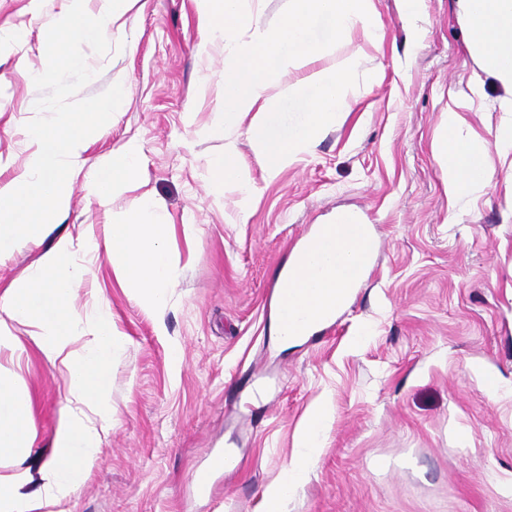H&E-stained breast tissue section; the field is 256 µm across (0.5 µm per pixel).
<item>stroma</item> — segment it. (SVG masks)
Returning a JSON list of instances; mask_svg holds the SVG:
<instances>
[{"label": "stroma", "instance_id": "stroma-1", "mask_svg": "<svg viewBox=\"0 0 512 512\" xmlns=\"http://www.w3.org/2000/svg\"><path fill=\"white\" fill-rule=\"evenodd\" d=\"M381 47L361 32L337 58L362 51L351 111L312 154L275 181L264 177L245 127L213 135L224 105V54L199 52L197 0H138L123 30L103 24L74 51L94 69L85 99L119 83L122 107L93 133L88 161L133 142L139 181L109 204L72 179L66 206L44 239L0 255V291L37 270L71 235L87 266L74 304L108 305L125 343L106 386L114 427L97 465L62 512H266L265 494L288 470L300 431L319 404L331 412L308 477L282 512H512V160L495 148L503 90L463 118L493 171L482 193L451 205L433 153L449 91H464L474 62L455 0H425L427 22L411 38L401 0H374ZM69 0H0V184L28 155L33 81L47 64L50 20ZM234 144L252 180L250 198L207 177ZM150 193L173 231L178 264L164 315L145 306L106 260L108 224ZM356 213L381 244L369 275L315 339L280 350L274 332L278 275L304 232ZM21 372L32 399L31 481L49 459L68 395L64 375L33 342ZM499 382L496 397L483 373ZM216 452L241 461L195 492L192 478Z\"/></svg>", "mask_w": 512, "mask_h": 512}]
</instances>
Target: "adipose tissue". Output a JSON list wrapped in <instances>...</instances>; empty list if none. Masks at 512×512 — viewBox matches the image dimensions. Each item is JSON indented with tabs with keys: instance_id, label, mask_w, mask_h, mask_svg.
I'll list each match as a JSON object with an SVG mask.
<instances>
[{
	"instance_id": "ef3b65f1",
	"label": "adipose tissue",
	"mask_w": 512,
	"mask_h": 512,
	"mask_svg": "<svg viewBox=\"0 0 512 512\" xmlns=\"http://www.w3.org/2000/svg\"><path fill=\"white\" fill-rule=\"evenodd\" d=\"M68 14L51 28L46 49L62 69L92 77L89 64L70 51L73 39L98 36L101 21L124 28L136 0H98L97 12H88L86 0H70ZM199 18L206 37L203 50L224 53V107L216 132L246 125L251 145L267 180H275L298 159L314 150L322 133L335 125L351 103L348 85L358 55L336 60V46L361 31L371 46L382 40L374 0H290L287 14L276 24L246 11L244 0H198ZM466 30L468 48L476 64L465 92L451 94L441 130L433 143L449 200L481 191L492 180L486 150L466 129L461 110L482 100L486 78L506 91L498 109L512 113V0H456ZM330 21L334 41L315 42L311 29L319 20ZM323 60L318 70L308 64ZM303 70L302 78L288 85L282 97H304L303 118L291 133H280L273 121L272 76L280 70ZM139 148L129 143L111 161L94 167L88 189L107 202L136 181ZM155 204L142 196L137 209L123 213L105 240L106 259L118 279L137 290L141 301L155 312L167 306V290L176 266L166 242L170 227L154 218ZM71 237L61 238L39 259L41 276L10 286L0 295V348L24 351L13 332L14 324L29 327L51 367L67 376L75 405L60 412L54 450L42 469L43 485L36 498L23 492L24 470L0 474V512H49L75 493L99 460V448L112 430V407L105 380L112 354L124 340L112 326L108 308H101L94 323H86L72 303L73 287L87 271L75 264ZM20 372L0 365V459L21 462L28 448L31 402ZM328 409L319 406L300 435V450L285 481L268 490L270 512H277L289 490L310 471L321 447Z\"/></svg>"
}]
</instances>
